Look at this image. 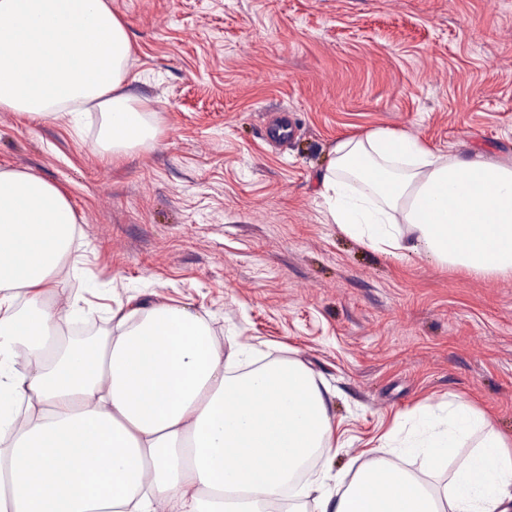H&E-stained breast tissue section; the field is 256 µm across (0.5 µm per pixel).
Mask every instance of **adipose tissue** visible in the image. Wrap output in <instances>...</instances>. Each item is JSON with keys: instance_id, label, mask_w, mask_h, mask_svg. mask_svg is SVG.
I'll use <instances>...</instances> for the list:
<instances>
[{"instance_id": "ef3b65f1", "label": "adipose tissue", "mask_w": 512, "mask_h": 512, "mask_svg": "<svg viewBox=\"0 0 512 512\" xmlns=\"http://www.w3.org/2000/svg\"><path fill=\"white\" fill-rule=\"evenodd\" d=\"M93 40H86V33ZM132 42L111 0H0V111L55 116L113 157L154 139L126 93ZM319 184L326 223L364 245L483 275H512V163L442 156L385 128L337 141ZM77 234L65 195L0 168V512H512V437L468 401L419 413L407 448L390 440L356 469L295 485L329 447L325 398L306 367L233 375L198 314L161 305L118 335L62 342L81 320L63 293ZM469 455L435 492L403 465Z\"/></svg>"}]
</instances>
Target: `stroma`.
<instances>
[{
  "instance_id": "35a3bbf8",
  "label": "stroma",
  "mask_w": 512,
  "mask_h": 512,
  "mask_svg": "<svg viewBox=\"0 0 512 512\" xmlns=\"http://www.w3.org/2000/svg\"><path fill=\"white\" fill-rule=\"evenodd\" d=\"M126 91L153 141L114 158L81 131L0 112V165L58 186L77 219L71 287L110 332L133 302L184 306L248 364L295 360L325 389L347 469L462 397L512 436V276L394 258L325 223L344 136L388 128L444 154L512 159V0H112ZM292 116L269 144L266 117ZM314 463L313 471H320Z\"/></svg>"
}]
</instances>
